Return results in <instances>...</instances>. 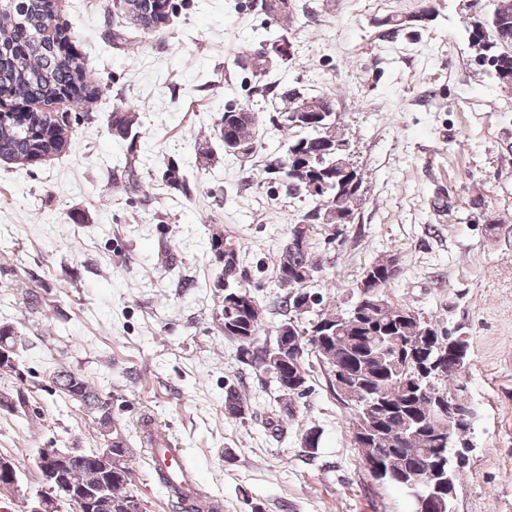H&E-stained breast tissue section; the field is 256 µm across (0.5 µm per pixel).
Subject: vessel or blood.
<instances>
[{
    "instance_id": "vessel-or-blood-1",
    "label": "vessel or blood",
    "mask_w": 512,
    "mask_h": 512,
    "mask_svg": "<svg viewBox=\"0 0 512 512\" xmlns=\"http://www.w3.org/2000/svg\"><path fill=\"white\" fill-rule=\"evenodd\" d=\"M149 453L152 469L164 474L173 485L189 490L191 502L202 501L208 512H222V501L204 489L196 468L188 461L185 449L165 438L153 443Z\"/></svg>"
}]
</instances>
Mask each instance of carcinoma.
Here are the masks:
<instances>
[{
    "label": "carcinoma",
    "mask_w": 512,
    "mask_h": 512,
    "mask_svg": "<svg viewBox=\"0 0 512 512\" xmlns=\"http://www.w3.org/2000/svg\"><path fill=\"white\" fill-rule=\"evenodd\" d=\"M488 11L476 10L467 17L466 31L481 61L492 68L497 80L512 85V0H490ZM264 12L274 29L266 43L285 39L282 22L290 9L285 0H264ZM53 20L51 0H0V91L15 96L33 107L28 122L19 126L8 119L0 121V157L25 164L38 147L48 155L67 145V125L47 139L28 136L42 129L41 107L57 103L62 93L77 107L93 103L99 89L85 80L84 62L77 54L63 55L60 44L66 37L58 26L49 30ZM237 63L252 71L261 81V90L282 102L273 121L294 131L288 152L301 172L293 174L285 157L268 164L267 173L276 174L286 184L288 194L308 197L314 206L289 226L281 246L278 280L291 278L298 289L308 293L315 273L321 270L313 244L318 226L332 228L354 217L363 184L357 169L348 172L336 167V144L346 142L333 117L321 120L306 102L319 99L299 88L273 92L264 78L288 64L286 58H265L262 49L247 47L239 52ZM134 112L112 113V127L122 135L135 125ZM220 139L233 141L231 150L257 149L259 117L242 107L224 111L219 120ZM224 248V267H239V247L222 232L210 238V248ZM398 257L380 259L362 273L355 287L365 288V296L343 312L322 310L318 321L328 326V334L309 345L308 327H294L298 296L285 294L282 310L288 318L277 327L273 349L301 346L303 357L282 366L270 362L268 346L257 341L262 327L261 311L238 278V272L224 287V302L216 319L224 336L238 343L240 359L273 375L279 392L285 397L277 422L297 417L294 400L307 392L304 357L316 354L331 369L344 366L349 381L330 383L336 395L354 406L352 437L361 449L363 461L379 464L388 477L382 483L398 488L424 479L439 469L448 471V455L467 439L470 421L448 420V402H456L467 412L469 401L463 397L464 379L470 370L469 341L460 326L434 323L403 304H392L383 294L393 281L390 267ZM25 340L10 326H0V348L20 351ZM56 389L77 408L92 414L100 436H111L118 457L112 479H107L95 460L96 452L77 448L66 450V476L77 488L107 487L102 512H135L130 490V449L125 429L112 416V401L83 375L58 370L52 376ZM246 408L245 398L233 387L224 395V414L238 419Z\"/></svg>",
    "instance_id": "obj_1"
}]
</instances>
